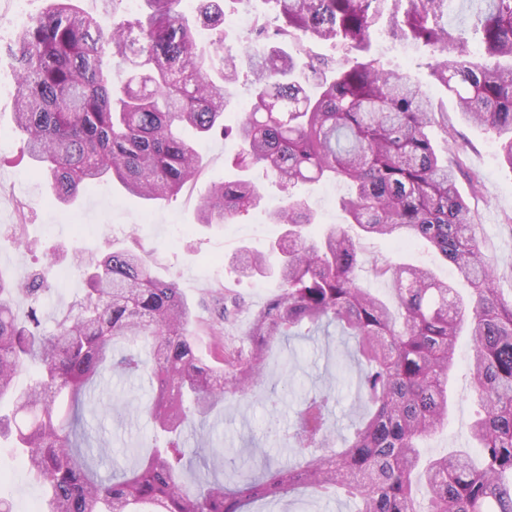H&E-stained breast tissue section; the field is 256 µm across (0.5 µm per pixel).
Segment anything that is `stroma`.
<instances>
[{"label":"stroma","mask_w":512,"mask_h":512,"mask_svg":"<svg viewBox=\"0 0 512 512\" xmlns=\"http://www.w3.org/2000/svg\"><path fill=\"white\" fill-rule=\"evenodd\" d=\"M382 59L408 74L436 106L430 135L437 152H448L444 125L457 129V149L481 174L478 193L470 200L477 217L475 233L492 266L495 288L512 297V226L503 221L504 215H512V169L502 164L494 134L462 118L452 98L434 83L428 68L430 56L422 48L414 49L407 64L387 51ZM15 82L12 59L1 55L0 141L9 149L0 152V271L16 280L36 274L43 277L51 290L48 301L40 305L46 327H53L55 318L83 294L86 282L79 261L101 255L111 244L123 243L133 234L155 260L156 274L176 280L193 306L199 320L192 338L196 355L208 362L213 359L215 339L207 334L206 326L216 315L212 297L223 290L243 303L234 320L225 324L224 339L241 343L254 313L278 293V281L273 276L238 275L229 261L244 250L266 251L283 233V226L269 223L265 214L266 208L279 204V188L257 170L235 167L236 145L217 136L200 141L204 175L176 199L145 201L127 196L118 184L102 182L87 187L75 207L62 206L35 170L15 127ZM237 178L259 183L263 208L230 224L198 223L196 207L201 196L212 184ZM296 192L307 200L317 222H342L338 205L345 192L342 184L302 185ZM360 243L366 256L385 255L396 263L427 266L443 279L449 276L447 261L424 242L364 236ZM352 346L351 340L338 336L292 339L284 354L273 355L261 386L242 401L226 402L223 414L210 419L203 442L239 457L256 452L275 464L288 462L293 453L281 440V432L293 423L300 397L330 383L336 387V429L339 434H349L359 410L357 378L354 370L339 369L336 361ZM469 352L467 337H460L452 411L444 431L429 439L430 452L460 447L467 437L477 409L467 370ZM272 393L281 401L274 415L265 407V399ZM151 394L148 385L109 377L89 397L84 411L89 440H106L110 454L101 475H110L112 467L131 462L132 448L151 446L153 432L140 413L141 402ZM0 496L10 499L15 512H32L41 503L39 484L5 441L0 443Z\"/></svg>","instance_id":"1"}]
</instances>
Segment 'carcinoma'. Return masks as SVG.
I'll list each match as a JSON object with an SVG mask.
<instances>
[{
    "mask_svg": "<svg viewBox=\"0 0 512 512\" xmlns=\"http://www.w3.org/2000/svg\"><path fill=\"white\" fill-rule=\"evenodd\" d=\"M239 2L198 0L191 19L182 0H141L134 16L48 0L13 34L14 120L60 203L105 179L137 198H174L203 175L182 130L209 137L222 129L239 147L236 165L259 169L285 192V205L267 216L288 229L240 262L244 275L276 270L281 289L256 311L246 346L224 343V322L239 307L224 296L208 324L217 337L210 364L193 349L194 311L176 281L154 274L134 235L85 262L87 288L51 332L36 311L16 313L18 298L37 299V279L0 271V404L11 406L0 414V438L44 485L43 512H252L254 502L299 489L343 498L353 512H512V298L493 287L476 214L458 188L464 176L476 190L480 175L459 154L436 153L430 97L370 51L384 18L392 37L429 49L433 79L465 119L496 135L512 169V0H261L255 27L235 48L224 44L223 17ZM464 6L479 36L475 55L443 22ZM200 26L212 31L211 51L199 42ZM319 43L359 56L316 62L310 46ZM242 78L254 103L229 127L228 87ZM336 179L349 184L340 206L361 235L424 241L455 279L368 259L342 225L309 236L315 218L295 188ZM263 200L250 180L214 184L197 221L222 224ZM366 264L390 283L395 304L359 285ZM333 330L355 340L366 404L342 444L336 392L326 386L301 397L284 435L295 463L273 469L265 458L253 475L240 465L231 488L215 465L201 474L205 449L191 447L186 430L253 392L279 342ZM463 334L478 400L468 447L427 455L422 441L448 423V372ZM29 368L37 378L17 388ZM107 372L154 384L144 407L154 444L110 478L98 470L106 446L96 455L85 447L83 418Z\"/></svg>",
    "mask_w": 512,
    "mask_h": 512,
    "instance_id": "carcinoma-1",
    "label": "carcinoma"
}]
</instances>
